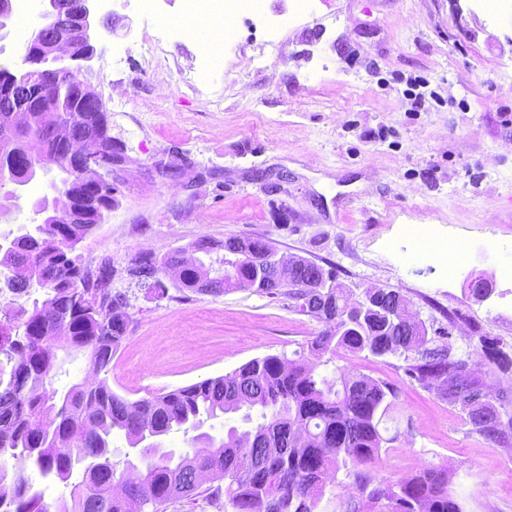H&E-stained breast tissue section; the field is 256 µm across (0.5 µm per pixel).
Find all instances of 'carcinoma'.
<instances>
[{
  "label": "carcinoma",
  "instance_id": "1",
  "mask_svg": "<svg viewBox=\"0 0 512 512\" xmlns=\"http://www.w3.org/2000/svg\"><path fill=\"white\" fill-rule=\"evenodd\" d=\"M25 85L32 70L13 74ZM35 80V79H33ZM81 75L50 68L35 80L40 90L34 112L19 128L4 125L8 103L0 99V188L20 174L14 161L26 152L35 160L60 158L56 128L77 130L92 125L108 129L107 112H79L75 89ZM118 189L90 186L64 174L59 195L70 199L88 218L79 224L65 220L59 202L37 201L41 221L24 224L15 248L0 251V295L32 299L11 311V334L0 343L6 364L0 365V458L14 461V472L0 467V512H92L89 501L102 503L100 512H161L176 499L198 495L187 464L209 470L224 481V506L229 512H270L262 490L271 476L277 480L275 512H315L324 495L328 474L347 469L359 494L378 504L380 512H462L448 493V476L428 469L397 483L377 478L370 465L386 439L379 426L394 406L396 392L387 382L365 375L341 373L329 379L298 361L278 355L253 359L227 376L204 379L168 392L131 402L115 393L106 379L82 381L65 393L52 387L55 374L56 330L70 327L66 340L87 352L95 375L110 371L112 357L131 324L130 315L100 303L85 304L82 293L93 285L112 286L116 270L109 262L93 266L77 253V245L102 218L101 209L114 206ZM190 249L203 255L224 250L231 270L215 269L202 259L183 269L181 292L220 295L250 277L248 268L258 255L275 252L263 238L199 239ZM186 250L162 258L143 256L133 266L155 274L149 286L161 288L156 274L167 273L181 262ZM324 268L305 258L288 264L286 278L317 279ZM401 294L392 289L367 291L363 300L350 301L344 288H332L311 308L293 297L294 309L323 323L310 342L319 356L339 350L372 356L414 354L406 373L421 382L440 380L438 395L460 408L471 432L501 442L512 435V421L499 420L493 403L475 400L481 383L465 360L454 359L451 344H433L421 322L386 321ZM247 409L244 419L256 421L250 430L230 426L216 442L206 433L192 438L207 447L193 446L175 454L145 448L138 482L125 494L111 490L116 477L112 464V432L124 433L136 447L144 432L160 438L180 428L199 430L203 418ZM35 470L50 482L68 481L74 472L81 479L71 484L69 498L49 510L43 492L34 490L26 471Z\"/></svg>",
  "mask_w": 512,
  "mask_h": 512
}]
</instances>
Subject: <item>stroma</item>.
<instances>
[{
    "instance_id": "1",
    "label": "stroma",
    "mask_w": 512,
    "mask_h": 512,
    "mask_svg": "<svg viewBox=\"0 0 512 512\" xmlns=\"http://www.w3.org/2000/svg\"><path fill=\"white\" fill-rule=\"evenodd\" d=\"M312 4L256 71L249 57L263 28L238 24L228 44L201 22L150 54L146 37L180 17L183 0H158L155 20L133 0H105L115 29L97 35L90 80L128 162L114 178L117 205L78 251L111 260L112 285L131 304L107 382L137 401L268 355L330 377L383 380L397 400L380 425L375 474L395 482L443 468L462 512H512V439L470 433L432 383L406 374L403 357L311 355L323 325L282 295L172 287L156 301L122 277L145 252L261 236L333 271L350 300L371 288L400 292L413 319L450 334L456 357L479 358L474 374L490 400L512 402V375L494 360L512 357V282L480 250L489 240L512 250V15L491 18L477 0ZM202 41L224 46V56L190 88L181 76L197 68ZM163 158L181 165L179 178L158 173ZM404 224H433L463 242L461 276L408 262ZM488 271L495 290L480 300L469 283ZM56 364L62 392L89 369L86 354L63 342Z\"/></svg>"
}]
</instances>
